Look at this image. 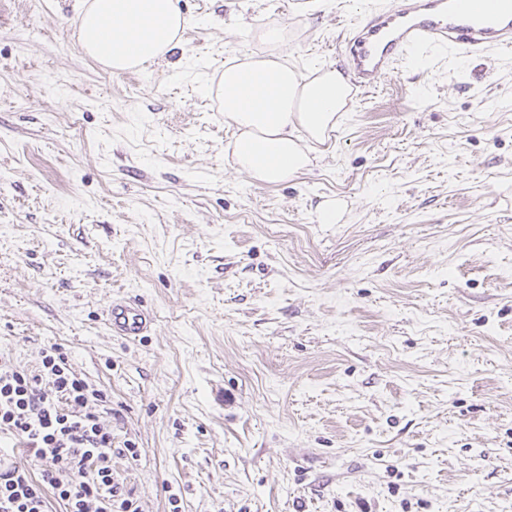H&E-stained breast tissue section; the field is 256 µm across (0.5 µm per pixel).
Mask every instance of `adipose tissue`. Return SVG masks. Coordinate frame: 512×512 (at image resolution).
I'll list each match as a JSON object with an SVG mask.
<instances>
[{
	"label": "adipose tissue",
	"mask_w": 512,
	"mask_h": 512,
	"mask_svg": "<svg viewBox=\"0 0 512 512\" xmlns=\"http://www.w3.org/2000/svg\"><path fill=\"white\" fill-rule=\"evenodd\" d=\"M188 20L176 0H88L79 17L84 52L112 72L142 68L166 55ZM224 119L236 130L238 168L266 185L288 182L313 158L301 147L329 140L351 100V85L339 69L313 67L302 75L274 56H246L225 67L217 85Z\"/></svg>",
	"instance_id": "adipose-tissue-1"
}]
</instances>
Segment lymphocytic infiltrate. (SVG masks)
<instances>
[{
    "mask_svg": "<svg viewBox=\"0 0 512 512\" xmlns=\"http://www.w3.org/2000/svg\"><path fill=\"white\" fill-rule=\"evenodd\" d=\"M97 395L58 348L30 372L0 358V447L19 441L40 464L35 475L16 462L0 469V512H48L53 498L66 512H127L112 431L85 409Z\"/></svg>",
    "mask_w": 512,
    "mask_h": 512,
    "instance_id": "obj_1",
    "label": "lymphocytic infiltrate"
}]
</instances>
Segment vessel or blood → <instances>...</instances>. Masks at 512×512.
<instances>
[{"label":"vessel or blood","mask_w":512,"mask_h":512,"mask_svg":"<svg viewBox=\"0 0 512 512\" xmlns=\"http://www.w3.org/2000/svg\"><path fill=\"white\" fill-rule=\"evenodd\" d=\"M426 48L455 58L478 51L512 50V0H397L372 12L345 39L354 85L365 91L416 50ZM107 323L118 336L146 334L151 313L126 300L111 301Z\"/></svg>","instance_id":"b4317fda"}]
</instances>
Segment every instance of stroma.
Segmentation results:
<instances>
[{"label":"stroma","instance_id":"35a3bbf8","mask_svg":"<svg viewBox=\"0 0 512 512\" xmlns=\"http://www.w3.org/2000/svg\"><path fill=\"white\" fill-rule=\"evenodd\" d=\"M83 3L0 0V356L105 394L137 512H512V56L411 54L258 185L199 84L269 27L343 68L360 0H178L176 49L119 74ZM106 320L113 334L129 339L144 336L153 324V317L149 311L126 300L111 301Z\"/></svg>","mask_w":512,"mask_h":512}]
</instances>
